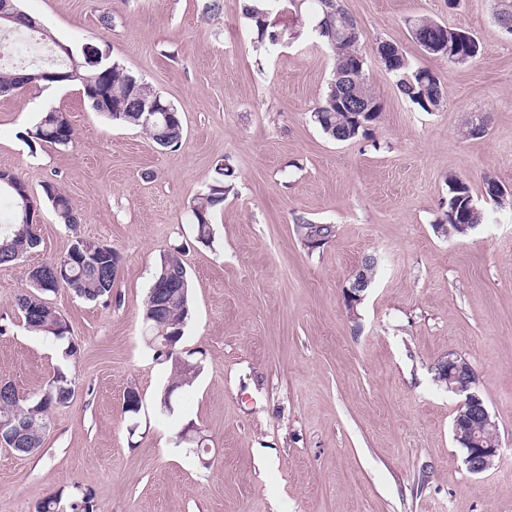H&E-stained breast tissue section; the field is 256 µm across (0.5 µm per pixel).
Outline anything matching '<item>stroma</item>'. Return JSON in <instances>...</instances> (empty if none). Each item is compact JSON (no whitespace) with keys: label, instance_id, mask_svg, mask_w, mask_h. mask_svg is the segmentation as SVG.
I'll use <instances>...</instances> for the list:
<instances>
[{"label":"stroma","instance_id":"1","mask_svg":"<svg viewBox=\"0 0 512 512\" xmlns=\"http://www.w3.org/2000/svg\"><path fill=\"white\" fill-rule=\"evenodd\" d=\"M19 0L61 42H95L181 112L177 151L93 112L79 86L0 97V170L37 205L38 249L0 267V380L38 400L57 368L75 395L50 414L40 449L0 447V512H35L44 497L89 492L94 512H512V209L484 193L493 176L512 193V35L495 0H345L381 114L367 136L328 139L311 120L334 59L310 5L284 12L283 43L260 49L243 0ZM112 25L102 28L101 14ZM426 17L473 34L479 58L452 65L410 32ZM397 44L447 89L426 112L380 67L378 42ZM65 113L72 146L29 143L41 112ZM486 120L484 136H467ZM230 161L233 191L197 241L189 206ZM468 182L485 219L469 234L441 226L448 179ZM55 185L81 216L58 224ZM336 235L308 249L298 219ZM112 246L122 266L109 304L67 288L50 301L79 348L28 331L16 306L24 270L63 256L72 233ZM181 248L193 282L181 342L201 372L170 413L172 379L143 339V303L161 254ZM374 277L349 315L353 270ZM456 353L478 375L498 426L493 466L474 475L453 439L460 402L432 367ZM137 389L136 419L123 396ZM207 438L197 456L178 434Z\"/></svg>","mask_w":512,"mask_h":512}]
</instances>
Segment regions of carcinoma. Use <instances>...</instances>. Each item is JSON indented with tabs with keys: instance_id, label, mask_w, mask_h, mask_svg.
Instances as JSON below:
<instances>
[{
	"instance_id": "obj_1",
	"label": "carcinoma",
	"mask_w": 512,
	"mask_h": 512,
	"mask_svg": "<svg viewBox=\"0 0 512 512\" xmlns=\"http://www.w3.org/2000/svg\"><path fill=\"white\" fill-rule=\"evenodd\" d=\"M306 0H249L244 5L245 16L252 22L258 42L266 46L277 45V34L281 32L277 16L286 9H298ZM318 14L316 31L318 37L332 51L335 75H342L349 86L371 101L377 103L366 82L364 68L356 61L362 59L357 44L343 40L342 27L338 18L348 14L344 0H311ZM448 30V45L435 48L431 55L442 60L448 57V48L455 45L459 29L440 24L429 18H418L412 22L411 32L421 48H426L425 39L441 40L443 30ZM399 92L423 111L445 101L446 90L433 71L413 66L403 54L383 64ZM80 78L74 84L80 86L84 98L91 108L104 114L110 120L123 125L134 126L146 132L153 142L163 149L178 150L182 145L184 127L182 113L174 112L173 122L150 112L152 102L167 98L156 97L157 90L144 79L130 73L119 62L107 60L104 66L79 68ZM18 72L0 69V94L8 96L21 89ZM346 95L345 87L330 82L322 102L313 109V121L323 134L337 142H346L365 133V128H356L357 121L351 113L339 109L338 102ZM26 137L57 148H67L72 143L73 130L64 113L49 110L42 113L38 122L26 132ZM0 176L14 182L17 189H8L15 200V210L10 221L0 224V266L19 264L17 254H28L39 247L41 239L31 224L20 223L23 200L20 191L26 188L17 174L3 171ZM235 169L230 163L216 166V177L207 189L199 194L190 206L191 221L196 228L199 242L207 244L212 240V220L215 213L224 206L226 195L234 189ZM448 208L461 207L473 198L469 184L458 177L448 179ZM47 199L58 223L75 230L81 217L71 205L69 198L56 186L44 187ZM303 244L308 248L325 244L334 236L332 224H316L311 221L298 222ZM67 256L71 262L66 272L59 275L56 262L43 264L44 273L38 280L28 279V289L17 299L18 309L28 329L62 341L70 333L65 318L48 302V296L60 287L71 289L75 295L91 302L107 303L112 295V285L118 276L121 256L112 247L90 242L79 235L72 236ZM171 274L175 285L169 292L162 312L152 307L153 295L147 293L144 302L143 319L146 335H158V326L163 322L189 321L192 313V282L188 269L181 257V250L174 249L160 256L153 274V280ZM75 382L62 371L47 384L39 400L31 402L16 392H0V436L12 434L19 426L28 432L31 447H42L48 432L46 423L52 408L67 404L74 396ZM38 512H93L91 497L81 491L75 492L69 505L61 504V498L48 496L39 504Z\"/></svg>"
}]
</instances>
